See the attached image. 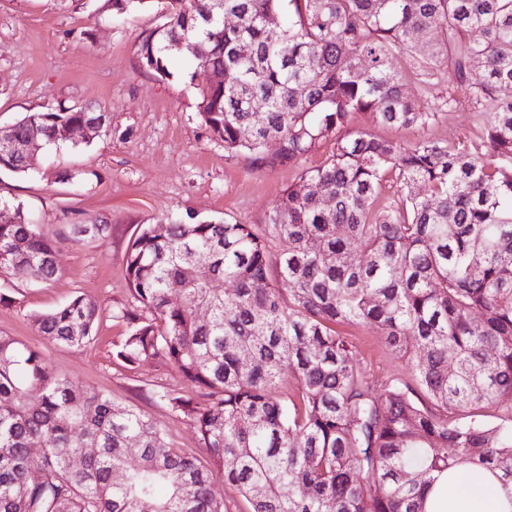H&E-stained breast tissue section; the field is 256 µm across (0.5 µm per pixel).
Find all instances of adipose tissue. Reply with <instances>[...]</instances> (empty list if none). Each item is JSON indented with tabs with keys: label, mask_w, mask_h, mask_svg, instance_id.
Returning a JSON list of instances; mask_svg holds the SVG:
<instances>
[{
	"label": "adipose tissue",
	"mask_w": 512,
	"mask_h": 512,
	"mask_svg": "<svg viewBox=\"0 0 512 512\" xmlns=\"http://www.w3.org/2000/svg\"><path fill=\"white\" fill-rule=\"evenodd\" d=\"M426 512H512V497L489 472L451 470L433 485Z\"/></svg>",
	"instance_id": "adipose-tissue-1"
}]
</instances>
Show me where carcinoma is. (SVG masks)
I'll use <instances>...</instances> for the list:
<instances>
[{"label": "carcinoma", "instance_id": "obj_1", "mask_svg": "<svg viewBox=\"0 0 512 512\" xmlns=\"http://www.w3.org/2000/svg\"><path fill=\"white\" fill-rule=\"evenodd\" d=\"M105 7L163 18L140 43L146 69L173 76L181 43L219 78L198 88L197 111L253 170L328 150L263 223L168 216L158 231L143 225L124 255L131 303L112 312L125 326L112 359L172 366L192 393L164 387L153 398L190 421L206 463L170 447L139 409L57 376L41 350L0 336V512H224L220 484L249 512H426L437 478L464 467L490 471L512 495V426L475 414L512 397V261L503 260L512 256V0ZM398 56L423 85L448 73V95L416 105ZM461 107L479 135L453 145L353 128L364 115L371 126L425 129ZM90 116L28 112L8 136L66 146L65 129ZM33 169L0 144V171ZM87 228H72L75 241L109 231ZM0 273L37 282L58 273L53 241L21 202L0 201ZM99 316L98 301L79 295L30 321L50 342L82 346ZM345 322L383 326L417 387L376 388L336 330ZM284 383L292 396L278 390Z\"/></svg>", "mask_w": 512, "mask_h": 512}]
</instances>
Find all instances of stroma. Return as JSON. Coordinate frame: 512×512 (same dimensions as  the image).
Masks as SVG:
<instances>
[{
  "instance_id": "1",
  "label": "stroma",
  "mask_w": 512,
  "mask_h": 512,
  "mask_svg": "<svg viewBox=\"0 0 512 512\" xmlns=\"http://www.w3.org/2000/svg\"><path fill=\"white\" fill-rule=\"evenodd\" d=\"M154 12L114 19L103 0H0V126L48 107H81L107 116L92 143L38 153L36 172H0V199L23 203L39 232L57 243L60 271L47 283L13 277L10 303L0 305V335L39 348L60 377L144 411L171 447L204 457L191 423L155 403L153 390L179 385L171 367L150 359L134 370L112 362V343L124 333L114 308L130 302L123 258L141 225L186 213L260 223L297 180L294 167L253 171L245 155H229L196 110L203 74L187 55L170 58L173 76L145 69L142 39L158 27ZM373 134L400 141L445 143L476 137L471 112L442 115L428 129L376 126ZM108 221V238L76 243L74 224ZM84 294L101 316L91 343L47 341L30 322ZM360 372L376 383H413L408 358L391 350L373 324H342Z\"/></svg>"
}]
</instances>
